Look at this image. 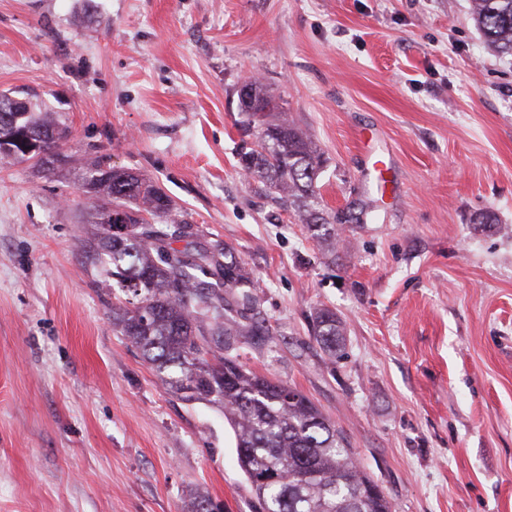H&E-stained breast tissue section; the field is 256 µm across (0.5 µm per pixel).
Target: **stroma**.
<instances>
[{
  "label": "stroma",
  "mask_w": 512,
  "mask_h": 512,
  "mask_svg": "<svg viewBox=\"0 0 512 512\" xmlns=\"http://www.w3.org/2000/svg\"><path fill=\"white\" fill-rule=\"evenodd\" d=\"M253 76L326 159L335 259L240 169ZM0 92L61 115L73 159L0 164V512H257L223 413L112 326L90 159L232 249L226 356L335 421L397 512H512V57L470 0H0ZM312 322L316 342L328 355L335 356L343 336V327L336 313L329 308H320L315 312Z\"/></svg>",
  "instance_id": "stroma-1"
}]
</instances>
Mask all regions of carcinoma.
<instances>
[{"label":"carcinoma","mask_w":512,"mask_h":512,"mask_svg":"<svg viewBox=\"0 0 512 512\" xmlns=\"http://www.w3.org/2000/svg\"><path fill=\"white\" fill-rule=\"evenodd\" d=\"M471 16L486 45L512 56V0H471ZM241 111L257 114L272 95L258 81H245ZM272 120L258 132L255 147L240 154L251 178L263 182L274 201L294 206L311 234L336 244V226L320 208L317 179L321 151L274 106ZM41 141L51 153L63 140L50 137L64 126L60 116L0 94V131L11 126ZM85 186L97 195L101 215L122 217L91 240L86 259L102 263L128 301L112 307V325L142 352L165 389L177 396L194 384L186 402L219 407L236 439L237 461L261 512H395L379 484L355 459L336 424L297 389L249 371L224 356V295L245 283L240 261L221 246L194 242L191 224L174 213L171 198L138 174L87 163ZM186 241L184 249L173 243ZM313 335L336 355L343 327L336 313L318 309Z\"/></svg>","instance_id":"1"}]
</instances>
